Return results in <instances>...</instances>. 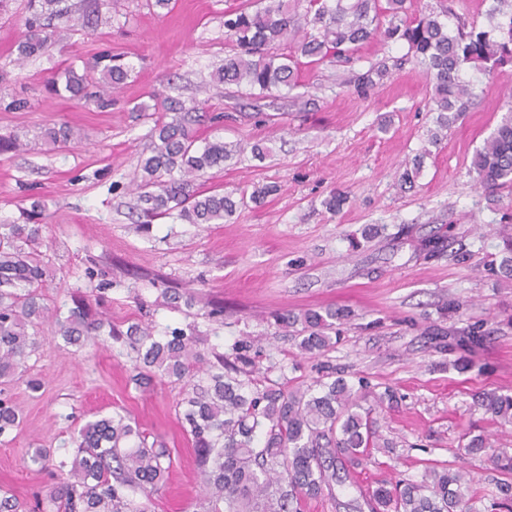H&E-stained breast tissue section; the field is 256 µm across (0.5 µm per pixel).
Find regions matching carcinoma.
Masks as SVG:
<instances>
[{
  "mask_svg": "<svg viewBox=\"0 0 512 512\" xmlns=\"http://www.w3.org/2000/svg\"><path fill=\"white\" fill-rule=\"evenodd\" d=\"M64 0H28L26 32L17 45L18 60L41 55L58 42L53 21L68 17L72 30L94 31L109 24L96 5L91 12L72 17ZM439 8L419 0H268L254 11L243 6L224 14L229 50L224 65L212 74L216 84L245 85L259 93L291 91L298 87L301 59L319 64L328 58L350 60L359 46L380 41L403 43L432 86L431 111L438 113L440 129L469 111L479 78L464 79L462 67L472 65L488 75L512 63V0H493L488 10L490 28H477L457 12L458 0H436ZM129 66L118 62L112 50L101 52L85 72L65 68L47 81L50 94L66 100H92L112 105V94L130 77ZM389 75L386 62L371 65L357 76L354 87L365 94ZM131 111L155 115L151 148L138 160L141 180L134 189L139 219L178 212L188 224H220L233 216L247 199L269 192L261 188L250 197L204 192L197 181L224 167L231 150L221 139L198 144L194 126L204 120L218 125L223 116L186 107L183 101L161 93L135 104ZM81 134L62 122L44 129L41 140L54 148L78 142ZM29 142L0 135V153L31 152ZM473 168L484 190L512 192V113H508ZM27 223L0 225V379L12 380L26 370L28 357L38 346L40 326L50 323L54 333L78 350L87 344L113 340L135 353L130 380L139 388L167 380L182 384L183 418L195 448L199 468L202 512H301L303 502L332 490L337 466L362 464L375 447L371 410L361 404L358 388L343 378L326 374L331 382L315 381L304 389L280 383L259 385V370L247 340L232 353L201 348L204 337L188 328L158 330L150 322H136L126 330L92 310L90 298L109 283L94 284L97 272H86L91 291L72 298L67 315L46 303L43 288L49 278L37 250L42 214L35 200L24 211ZM487 270L512 280V248L486 263ZM172 307L199 304L195 297L174 288L161 289ZM351 312L308 311L302 317L283 315L278 322H301L305 333L300 350L315 355L330 344L326 331ZM477 404L493 417L512 424V394L488 393ZM21 410L10 392L0 389V438L17 430ZM74 449L37 448L28 464L49 471L51 486L21 501L0 493V512H149L150 495L172 466L164 444L148 443L138 423L114 412L82 426L71 437ZM460 469L432 465L420 481L394 490L384 485L369 494L371 512H480L465 498L470 483Z\"/></svg>",
  "mask_w": 512,
  "mask_h": 512,
  "instance_id": "cac0c4a2",
  "label": "carcinoma"
}]
</instances>
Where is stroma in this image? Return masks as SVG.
Masks as SVG:
<instances>
[{
  "mask_svg": "<svg viewBox=\"0 0 512 512\" xmlns=\"http://www.w3.org/2000/svg\"><path fill=\"white\" fill-rule=\"evenodd\" d=\"M243 0H172L170 11L146 0H121L109 25L74 34L62 46L13 65L24 30L26 0H10L0 14V133L30 139L41 128L68 122L82 144L59 151L0 154V224L21 222L30 198L44 205L42 252L54 272L49 305L69 308L86 290L88 267L111 281L102 310L113 324L152 320L173 327L196 325L208 346L230 351L243 337L260 350L265 375L308 385L335 368L349 381L363 377L373 393L392 389L393 402L372 413L379 448L360 467L356 482L334 496L308 501L304 512H353L369 490L420 479L426 465L464 469L474 481L466 491L480 512H492L495 483L512 459V424L493 420L475 396L512 394V281L485 271L489 255L512 239V196L485 193L472 161L506 113L512 111V64L484 79L470 112L432 142L437 115L431 85L404 47L370 43L348 63L303 68L306 107L288 100H254L248 88L209 85L227 47L224 13ZM124 56L133 72L106 109L51 96L46 82L64 60L83 64L102 49ZM392 76L368 97L352 80L380 60ZM184 101H206L225 115L221 128L196 125L198 139L222 137L240 155L201 179L202 188L274 191L248 203L221 224L195 226L177 215L143 228L132 214L130 190L139 178L137 159L151 146L153 122L136 117L134 103L154 90ZM29 100L24 110L13 99ZM260 143L263 159L250 148ZM423 163L412 188L398 174L415 156ZM344 194L340 212L326 209L330 192ZM437 240L440 253L422 246ZM221 302L223 324L188 308L171 309L150 278ZM345 308L319 356L301 354L295 329H279L276 314ZM479 324L477 347H441L427 335L439 328ZM472 358L459 372L456 362ZM26 379L11 388L23 414L14 438L0 442V491L31 499L51 483L27 467L36 448H59L74 427L124 411L141 431L163 440L174 465L154 493L151 512H197L199 483L192 442L183 431L177 385L138 388L128 381L131 361L109 342L68 354L50 330L39 336ZM40 387L30 390L28 380ZM485 449L467 452L472 437Z\"/></svg>",
  "mask_w": 512,
  "mask_h": 512,
  "instance_id": "35a3bbf8",
  "label": "stroma"
}]
</instances>
